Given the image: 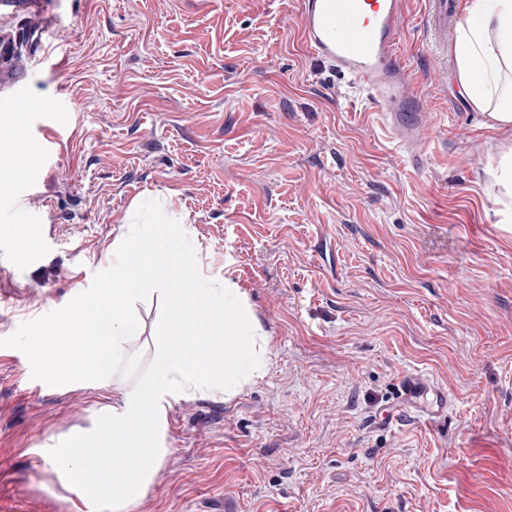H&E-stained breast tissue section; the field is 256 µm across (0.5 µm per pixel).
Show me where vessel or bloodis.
<instances>
[{
  "mask_svg": "<svg viewBox=\"0 0 512 512\" xmlns=\"http://www.w3.org/2000/svg\"><path fill=\"white\" fill-rule=\"evenodd\" d=\"M47 0H0L7 15L48 11ZM407 0H301L304 40L314 58L342 74L351 89L380 112L394 140L410 154L414 167L423 157L416 149L418 134L431 123L426 102L409 79L399 54ZM18 33H0V104L8 112L32 109L28 73L17 60ZM402 389L412 405L432 392L420 373L404 376Z\"/></svg>",
  "mask_w": 512,
  "mask_h": 512,
  "instance_id": "obj_1",
  "label": "vessel or blood"
}]
</instances>
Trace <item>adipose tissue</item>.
Returning <instances> with one entry per match:
<instances>
[{
    "mask_svg": "<svg viewBox=\"0 0 512 512\" xmlns=\"http://www.w3.org/2000/svg\"><path fill=\"white\" fill-rule=\"evenodd\" d=\"M457 73L488 127H512V0H467L455 46ZM502 223H512V146L489 162Z\"/></svg>",
    "mask_w": 512,
    "mask_h": 512,
    "instance_id": "1",
    "label": "adipose tissue"
}]
</instances>
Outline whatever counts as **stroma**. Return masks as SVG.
Listing matches in <instances>:
<instances>
[{"label": "stroma", "instance_id": "35a3bbf8", "mask_svg": "<svg viewBox=\"0 0 512 512\" xmlns=\"http://www.w3.org/2000/svg\"><path fill=\"white\" fill-rule=\"evenodd\" d=\"M51 11L49 55L21 60L36 102L65 101L56 138L42 148L39 112L0 122L27 171L0 193V338L85 292L146 194L268 334L262 379L167 406L169 453L133 512H512V226L485 191L512 131L484 127L458 80L457 20L440 31L408 0L400 55L431 114L416 168L308 53L298 0ZM410 372L448 395L433 421L398 400ZM111 404L0 347V512H76L42 450Z\"/></svg>", "mask_w": 512, "mask_h": 512}]
</instances>
